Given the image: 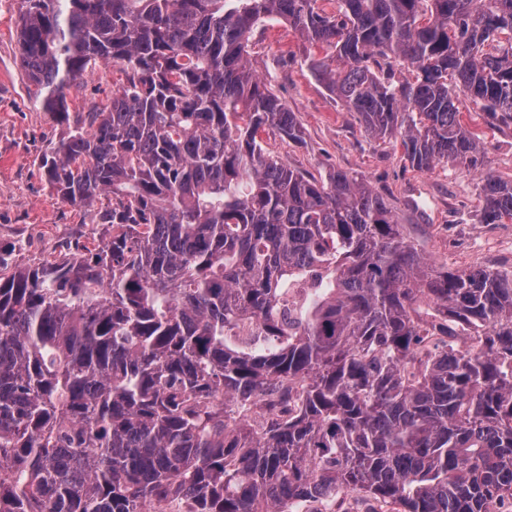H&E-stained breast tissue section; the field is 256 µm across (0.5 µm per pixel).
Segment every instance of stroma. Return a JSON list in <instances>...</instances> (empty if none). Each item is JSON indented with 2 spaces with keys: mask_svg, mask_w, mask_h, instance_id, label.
<instances>
[{
  "mask_svg": "<svg viewBox=\"0 0 512 512\" xmlns=\"http://www.w3.org/2000/svg\"><path fill=\"white\" fill-rule=\"evenodd\" d=\"M20 0H0V251L29 265L62 258L90 244L89 218L62 203L38 169L42 154L67 133L42 106L20 66ZM304 44L284 22H262L254 31L248 62L295 112L304 141L262 143L266 152L323 175L342 169L367 178L388 201L409 242L432 265L466 270L491 267L512 274V221L486 224L478 185L480 171L440 164L410 168L399 146L369 139L305 62ZM121 77L118 66L99 65L67 91L70 111L109 103ZM466 125L485 147L486 171L512 180V129L487 128L480 104L461 99Z\"/></svg>",
  "mask_w": 512,
  "mask_h": 512,
  "instance_id": "stroma-1",
  "label": "stroma"
}]
</instances>
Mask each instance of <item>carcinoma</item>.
<instances>
[{
  "label": "carcinoma",
  "mask_w": 512,
  "mask_h": 512,
  "mask_svg": "<svg viewBox=\"0 0 512 512\" xmlns=\"http://www.w3.org/2000/svg\"><path fill=\"white\" fill-rule=\"evenodd\" d=\"M21 2L22 68L68 128L42 176L105 238L0 255V512H298L350 490L394 512L512 504V274L439 271L368 180L265 153L304 132L246 63L255 25L285 22L368 136L417 171L476 170L457 102L512 128V0ZM99 63L125 84L69 112ZM481 194L484 223L512 221V181L487 172Z\"/></svg>",
  "instance_id": "1"
}]
</instances>
